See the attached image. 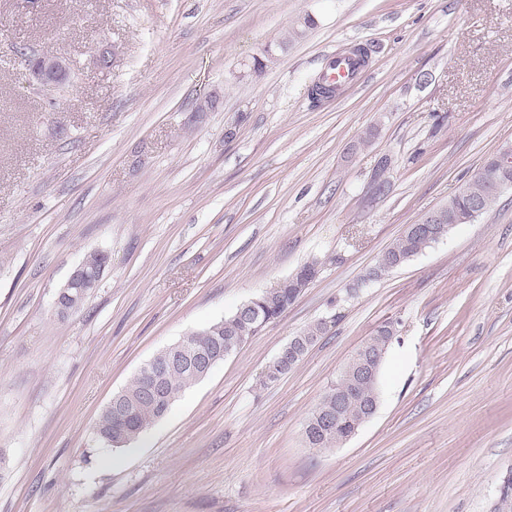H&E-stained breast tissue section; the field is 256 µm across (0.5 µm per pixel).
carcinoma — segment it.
<instances>
[{
	"mask_svg": "<svg viewBox=\"0 0 512 512\" xmlns=\"http://www.w3.org/2000/svg\"><path fill=\"white\" fill-rule=\"evenodd\" d=\"M474 199L481 201L484 213L490 210L499 199L488 162L463 191L448 199V203L442 206V211L450 218L467 224L475 219V216L468 211ZM432 243L433 239L429 238L425 232L412 234L407 230L404 231L385 250L377 264L369 270L366 280L374 281L381 277L382 272L403 266ZM317 274V262L306 263L294 276L285 279L281 287L260 295L259 303L255 306V312L259 318L258 328L241 326L235 315L231 314L200 330V335L194 337V342L200 347L217 348L231 339L247 340L257 335L261 329L281 316ZM388 335V324H382L365 340V344L372 352L385 354ZM170 358L171 353L162 350L138 371L132 382L123 389L124 409L121 412L117 414L105 410L101 412L93 432L103 448L112 449V440L119 436L125 437L127 442L131 443L158 422V407L143 399L146 383L158 369L166 368L163 378L164 401L171 404L186 389L201 381L194 372L177 365H170ZM345 388L351 390L352 400L348 401L340 411L336 429L323 443L325 448L337 445L342 437L362 423L363 417L367 414V405L372 403L376 394L379 393L378 385L356 381L354 366L348 364L342 368L336 377V382L328 387L315 411L336 408V391Z\"/></svg>",
	"mask_w": 512,
	"mask_h": 512,
	"instance_id": "1",
	"label": "carcinoma"
}]
</instances>
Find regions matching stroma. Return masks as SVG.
<instances>
[{"instance_id": "35a3bbf8", "label": "stroma", "mask_w": 512, "mask_h": 512, "mask_svg": "<svg viewBox=\"0 0 512 512\" xmlns=\"http://www.w3.org/2000/svg\"><path fill=\"white\" fill-rule=\"evenodd\" d=\"M22 45L72 62L66 92L29 86ZM358 46V84L311 102L326 52ZM506 145L512 0H0V512H494L512 475V189L360 280ZM96 249L97 288L58 315ZM312 259L281 318L104 468L96 418L142 364ZM388 321L377 412L308 447L307 417ZM446 235L444 232L435 234V242L429 238L426 231L422 234H411L405 230L404 233L395 239L394 242L385 250L379 258L377 264L369 270L365 280L374 281L381 277L382 272L390 269L401 267L409 262L424 248L430 244L444 240Z\"/></svg>"}]
</instances>
